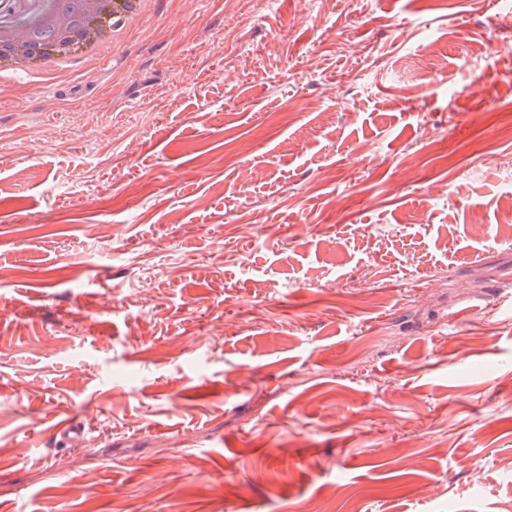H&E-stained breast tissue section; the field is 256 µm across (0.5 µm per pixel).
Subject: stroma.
<instances>
[{
    "mask_svg": "<svg viewBox=\"0 0 512 512\" xmlns=\"http://www.w3.org/2000/svg\"><path fill=\"white\" fill-rule=\"evenodd\" d=\"M507 125L512 0H153L1 80L0 512H512ZM86 433L87 430L80 421L66 419L58 425L56 439L63 446L78 447L85 440Z\"/></svg>",
    "mask_w": 512,
    "mask_h": 512,
    "instance_id": "1",
    "label": "stroma"
}]
</instances>
